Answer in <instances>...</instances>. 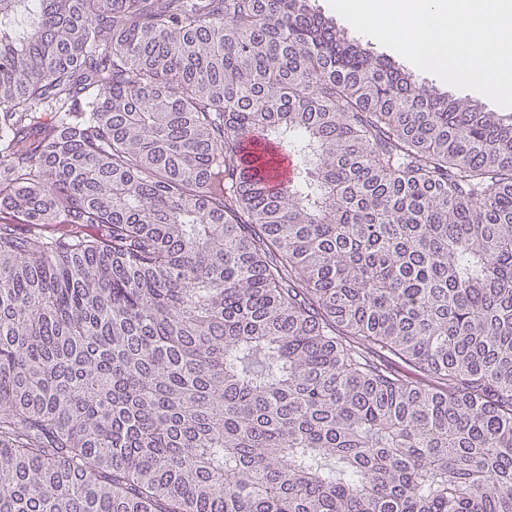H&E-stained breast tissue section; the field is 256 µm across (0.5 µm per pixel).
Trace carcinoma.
<instances>
[{"instance_id": "carcinoma-1", "label": "carcinoma", "mask_w": 512, "mask_h": 512, "mask_svg": "<svg viewBox=\"0 0 512 512\" xmlns=\"http://www.w3.org/2000/svg\"><path fill=\"white\" fill-rule=\"evenodd\" d=\"M2 205L0 512H512V116L307 0H0ZM309 5L319 11L322 15L332 20L336 27L343 30L349 37L360 42L364 47H369L370 50L386 55L395 61L396 64L400 65L405 70L410 71L417 80L421 83L429 84V86L435 87L438 92L451 95L453 98H458L460 100H465L471 102L472 104L477 105L482 108L484 111L488 112H498L501 115H512V109H505L497 106L489 99L484 97L483 95L471 91V90H460L454 87H451L444 82H442L438 77L425 73L414 67L410 62L404 59L401 55L394 52L392 49L380 44L377 40L372 37L363 35L358 33L354 28L349 26L345 20L337 14L329 4V0H309Z\"/></svg>"}]
</instances>
